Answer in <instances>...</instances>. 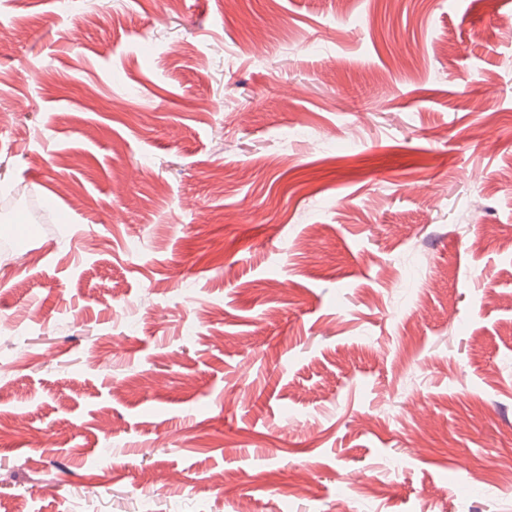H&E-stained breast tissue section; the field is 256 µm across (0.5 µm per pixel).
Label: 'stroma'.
<instances>
[{"label":"stroma","instance_id":"obj_1","mask_svg":"<svg viewBox=\"0 0 512 512\" xmlns=\"http://www.w3.org/2000/svg\"><path fill=\"white\" fill-rule=\"evenodd\" d=\"M509 16L0 0V512H512Z\"/></svg>","mask_w":512,"mask_h":512}]
</instances>
